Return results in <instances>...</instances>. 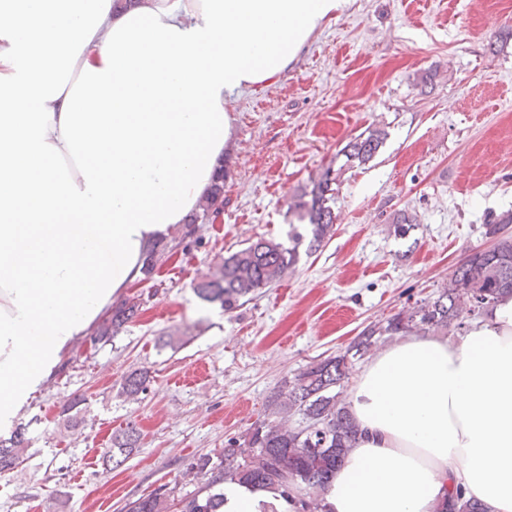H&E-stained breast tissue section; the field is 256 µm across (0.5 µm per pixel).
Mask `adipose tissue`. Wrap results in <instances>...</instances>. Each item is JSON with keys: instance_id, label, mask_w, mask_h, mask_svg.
Listing matches in <instances>:
<instances>
[{"instance_id": "obj_1", "label": "adipose tissue", "mask_w": 512, "mask_h": 512, "mask_svg": "<svg viewBox=\"0 0 512 512\" xmlns=\"http://www.w3.org/2000/svg\"><path fill=\"white\" fill-rule=\"evenodd\" d=\"M349 0H0V433L209 194L245 88ZM327 512H512V297L378 351ZM224 512H295L224 484Z\"/></svg>"}]
</instances>
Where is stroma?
I'll return each instance as SVG.
<instances>
[{"instance_id": "35a3bbf8", "label": "stroma", "mask_w": 512, "mask_h": 512, "mask_svg": "<svg viewBox=\"0 0 512 512\" xmlns=\"http://www.w3.org/2000/svg\"><path fill=\"white\" fill-rule=\"evenodd\" d=\"M425 71L427 90L415 84ZM234 116L223 211L174 230L152 277L130 289L138 320L113 343L77 342L32 399L30 445L0 476V512H122L163 483L178 498L193 492L192 456L222 451L262 417L284 377L435 297L488 246L489 215L512 210V0H350L278 81L243 89ZM372 124L389 136L346 172L331 239L234 312L201 301L194 283L245 240L285 238L290 200ZM401 210L418 217L403 239L391 224ZM195 327L179 350L157 348L158 336ZM143 366L146 394L120 398L123 376ZM72 394L88 411L67 428L58 412ZM131 420L140 448L104 466Z\"/></svg>"}]
</instances>
